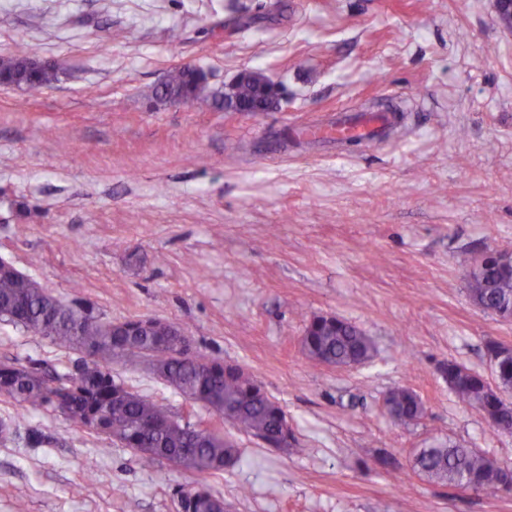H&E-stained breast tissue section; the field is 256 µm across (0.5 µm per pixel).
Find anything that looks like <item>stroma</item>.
Listing matches in <instances>:
<instances>
[{
	"label": "stroma",
	"mask_w": 512,
	"mask_h": 512,
	"mask_svg": "<svg viewBox=\"0 0 512 512\" xmlns=\"http://www.w3.org/2000/svg\"><path fill=\"white\" fill-rule=\"evenodd\" d=\"M64 72L37 96L0 85V257L103 320L155 317L241 365L301 447L286 452L186 401L147 364L112 375L176 417L223 429L240 456L204 477L0 397V512H179L206 483L233 512H512V494L415 475L414 449L452 441L512 466V433L459 404L442 373L491 377L512 321L472 301L474 261L512 244V31L494 0H0V56ZM223 90L262 73L267 112L153 93L176 66ZM408 110L370 143L276 141L337 113ZM376 347L315 362L316 316ZM80 353L0 322V360L76 371ZM423 401L392 419L387 390ZM387 413L399 421H417L425 414L420 397L409 388L397 386L388 391L384 398Z\"/></svg>",
	"instance_id": "35a3bbf8"
}]
</instances>
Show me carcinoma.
I'll return each instance as SVG.
<instances>
[{
  "instance_id": "1",
  "label": "carcinoma",
  "mask_w": 512,
  "mask_h": 512,
  "mask_svg": "<svg viewBox=\"0 0 512 512\" xmlns=\"http://www.w3.org/2000/svg\"><path fill=\"white\" fill-rule=\"evenodd\" d=\"M60 73V66L39 67L36 58L27 54L0 57V83L23 86L32 94L58 81ZM207 86L204 70L176 67L155 91V97L195 101L204 97ZM470 295L483 310L512 317V264H485L470 277ZM0 321L43 336L62 351L93 356L75 375L48 376L35 367L0 361V383L9 385L0 396L22 409L52 408L54 397L65 389L66 419L81 430L104 435L131 449L146 465L169 457L185 471L209 474L235 463L239 448L224 439V431L217 427L208 437L194 439L193 424L175 419L167 405L115 382L114 361L146 363L185 399L202 404L240 431L277 446L296 445L294 434H282L279 420L283 409L259 380L242 376L219 357L199 352L174 356L176 338L141 318L124 320L115 328L112 321L99 320L88 310L55 298L18 271L0 273ZM301 345L308 358L329 366H358L374 356L371 338L335 316L313 318ZM499 352V344L489 345V357L497 359L495 382L503 389H512V357L501 358ZM442 372L458 402L495 420L494 429L512 432V409L491 391L483 375L454 362L444 365ZM384 407L392 418L404 422L417 421L425 414L420 397L404 386L388 391ZM413 471L432 481L490 492H498L505 485V472L492 457L461 445L415 449ZM214 500L216 496L206 487L184 490L180 512H213Z\"/></svg>"
}]
</instances>
